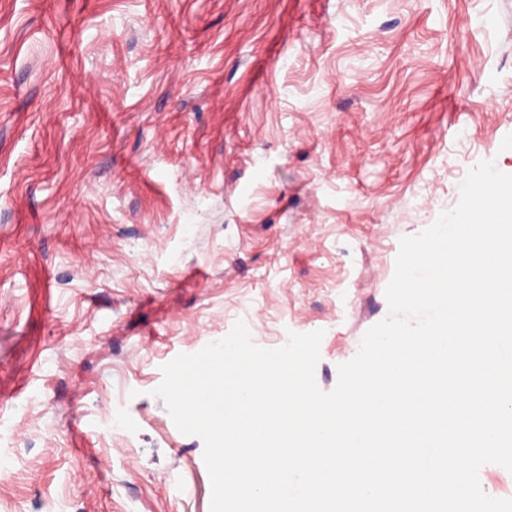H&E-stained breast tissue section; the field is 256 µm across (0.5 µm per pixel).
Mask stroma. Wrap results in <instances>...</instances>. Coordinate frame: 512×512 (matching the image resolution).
<instances>
[{"label":"stroma","instance_id":"35a3bbf8","mask_svg":"<svg viewBox=\"0 0 512 512\" xmlns=\"http://www.w3.org/2000/svg\"><path fill=\"white\" fill-rule=\"evenodd\" d=\"M483 160L512 0H0V512H210L163 365L319 330L332 391Z\"/></svg>","mask_w":512,"mask_h":512}]
</instances>
